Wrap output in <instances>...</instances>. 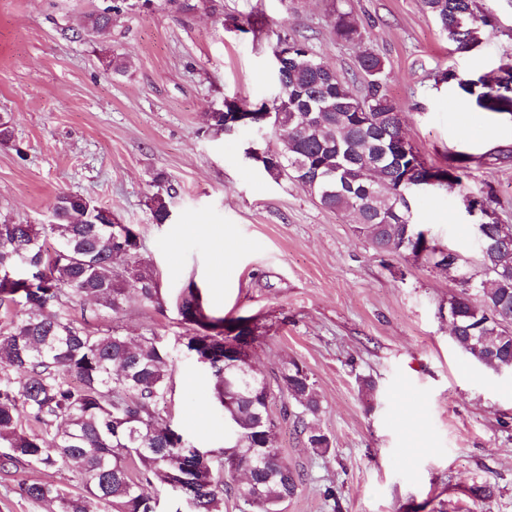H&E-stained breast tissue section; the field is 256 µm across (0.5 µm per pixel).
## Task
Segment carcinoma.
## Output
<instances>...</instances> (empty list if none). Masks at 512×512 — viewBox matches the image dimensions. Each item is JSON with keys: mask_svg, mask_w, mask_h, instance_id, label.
<instances>
[{"mask_svg": "<svg viewBox=\"0 0 512 512\" xmlns=\"http://www.w3.org/2000/svg\"><path fill=\"white\" fill-rule=\"evenodd\" d=\"M115 0L88 14L80 31L112 28L114 17L142 10L138 2ZM459 52L481 43L492 19L477 13L476 0H423ZM336 38L364 40V32L341 5L333 10ZM278 94L257 111L270 112L281 146L263 164L273 178L285 176L323 208L350 218L382 253L411 255L441 266L436 248L420 253L423 231L411 222L404 176L423 183L461 184L472 157L458 153L446 170L427 167L418 153L396 154L404 137L401 113L386 94L384 60L367 50L358 60L364 94L355 82L319 57L303 36H277L272 47ZM446 84L483 112H512V62L493 80L444 70ZM237 99L209 112V126L224 131ZM99 206L81 194L59 195L52 224H0V469L21 464L44 471L72 466L85 474L78 493L40 481L25 484V496L56 504V512H88L95 501L104 512H155L143 484L170 485L189 494L192 512H224L232 491L240 512H282L303 483L275 447L277 424L269 412L273 388L247 363L224 361V333L254 336L250 318L228 325L205 312L203 297L189 283L176 298L184 352L210 374L213 404L224 412V447L196 448L175 430L160 407L171 397L170 353L157 336L131 339L115 329L90 328L69 317L73 301L89 300L100 318L119 313L126 293L159 309L165 299L154 269L140 259L142 245L132 224L100 223ZM155 223L170 218L167 202L153 198ZM55 239L53 250L44 240ZM485 279L481 302L467 296L470 283L448 302L456 316V345L490 369L512 366V225L488 224L479 239ZM276 389L292 403L290 415L307 445L329 452V437L312 423L321 402L309 373L293 359L281 363ZM34 426L28 431L26 427Z\"/></svg>", "mask_w": 512, "mask_h": 512, "instance_id": "carcinoma-1", "label": "carcinoma"}]
</instances>
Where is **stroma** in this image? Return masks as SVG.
<instances>
[{
  "label": "stroma",
  "mask_w": 512,
  "mask_h": 512,
  "mask_svg": "<svg viewBox=\"0 0 512 512\" xmlns=\"http://www.w3.org/2000/svg\"><path fill=\"white\" fill-rule=\"evenodd\" d=\"M336 2L193 0L194 10L181 12L154 0L115 18L110 32L79 38L82 16L107 0H0V117L13 129L0 145V222L51 223L65 191L136 225L164 309L133 297L109 318L79 302L70 314L132 338L161 337L173 386L164 411L197 447L223 446L224 416L211 405L204 369L177 343L186 327L174 300L188 282L208 315L255 320L253 364L267 380L287 359L306 369L321 400L315 423L331 449L307 446L284 412L287 397L271 403L279 453L305 475L284 512H512V377L470 361L448 327L460 275L484 277L482 217L467 212L463 194L493 193V210L512 224V161L488 158L512 150V115L478 111L434 83L448 68L492 76L512 58V0H477L496 29L464 53L423 0H348L367 35L360 45L338 40ZM246 16L255 28L237 30L234 19ZM282 34L306 37L349 79L362 49L374 50L426 166L473 155L462 192L425 187L411 200L414 223L460 256L459 269L377 253L345 215L267 175L246 150L277 147L270 128L211 131L206 114L225 99L254 107L276 95L271 46ZM114 54L129 61L126 72L103 65ZM170 186L172 219L154 223L149 202ZM364 380L372 394L361 392ZM33 481L82 488L67 468L0 471V512H51L22 493ZM481 485L492 495L478 501L471 490Z\"/></svg>",
  "instance_id": "35a3bbf8"
}]
</instances>
